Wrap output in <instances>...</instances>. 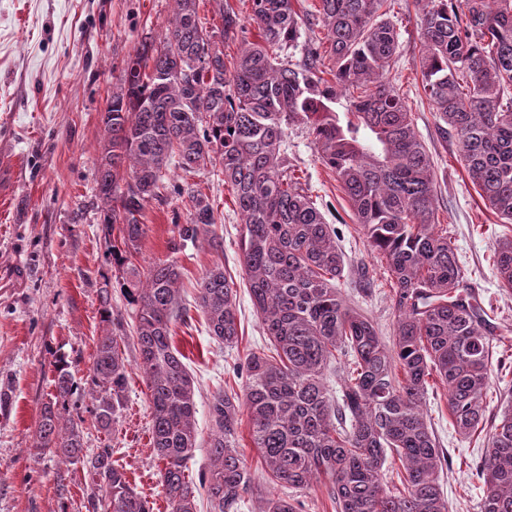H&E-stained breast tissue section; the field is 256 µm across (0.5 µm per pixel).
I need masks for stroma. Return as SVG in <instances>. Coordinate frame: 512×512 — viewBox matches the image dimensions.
<instances>
[{
    "mask_svg": "<svg viewBox=\"0 0 512 512\" xmlns=\"http://www.w3.org/2000/svg\"><path fill=\"white\" fill-rule=\"evenodd\" d=\"M172 7V0H0V512H86L81 466L35 455L38 422L54 392V361L65 358L75 379L84 381L104 329L96 290L107 282L114 285L118 270L102 233L94 190L102 116L141 42L162 41ZM420 17L417 0H397L390 12L400 33L401 60L389 80L399 88L432 155L437 222L455 242L467 287L503 333L500 356H511L512 295L498 285L493 252L499 239L512 238V223L485 207L456 141L437 133L422 87ZM288 161L336 229L347 258L338 283L343 295L373 318L383 336H392L391 279L371 255L347 197L319 160L304 126L288 130ZM168 177L208 195L218 218L214 230L224 244L217 251L201 241L171 254L172 219L186 217L185 198L170 195L144 211L140 270L172 259L183 272L187 314L173 329L174 344L195 384L198 446L187 473L196 482L209 463L213 395L241 392L247 355L268 348L269 341L241 265V216L230 187L212 172L189 176L174 165ZM217 263L237 292L241 335L230 348L208 335L195 303L200 278ZM112 312L131 326L133 308L115 285ZM121 350L128 369L125 406L111 437L86 427L85 446L110 444L113 459L152 512H169L163 464L151 444L149 390L137 367L132 335H125ZM507 400H512V368L494 373L482 430L464 438L450 422L446 389L430 384L424 409L448 459L440 480L451 512H480L483 488L475 465ZM240 452L253 478L240 512H257L262 498L282 489L267 479L245 427Z\"/></svg>",
    "mask_w": 512,
    "mask_h": 512,
    "instance_id": "1",
    "label": "stroma"
}]
</instances>
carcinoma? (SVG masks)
Segmentation results:
<instances>
[{"instance_id":"obj_1","label":"carcinoma","mask_w":512,"mask_h":512,"mask_svg":"<svg viewBox=\"0 0 512 512\" xmlns=\"http://www.w3.org/2000/svg\"><path fill=\"white\" fill-rule=\"evenodd\" d=\"M163 41H144L123 87L103 115L95 172L105 239L126 267L123 289L135 305L139 368L152 409L151 439L164 463L169 512H196L186 463L197 447L194 381L174 345L182 316L181 268L174 261L141 273L133 263L146 234L147 204L187 196L185 223L174 221L169 249L210 238L217 223L209 197L165 180L170 162L184 173L210 168L231 185L244 229L241 263L268 351L250 353L243 393L210 403V468L201 478L213 512H238L251 476L238 448L241 415L268 479L292 491L324 480L336 512H450L440 483L445 456L423 400L429 378L448 393V414L463 436L482 426L493 375L485 311L465 285L454 244L437 230V174L411 112L388 74L400 33L381 11L386 0H319L323 37L301 58L295 0H251L258 39L239 37L238 13L219 3L222 27H203L197 0H173ZM420 71L439 136L453 132L460 159L486 207L512 222V0H421ZM237 42L233 56L209 47ZM330 67H325V62ZM359 94H354V91ZM313 137L319 160L336 176L371 252L393 279L392 343L373 319L336 288L346 256L316 203L288 164V126ZM494 266L512 290V239L499 241ZM198 305L208 334L237 341V306L224 267L203 275ZM119 336L104 329L90 374L78 385L63 358L54 394L39 420L36 454L81 465L87 512H152L105 445L84 452L82 425L66 412L92 397V426L108 437L126 399L127 366ZM339 372L340 397L325 385ZM400 488L384 482L388 457ZM481 512H512V409L502 412L477 465ZM258 512H297L294 499L270 496Z\"/></svg>"}]
</instances>
